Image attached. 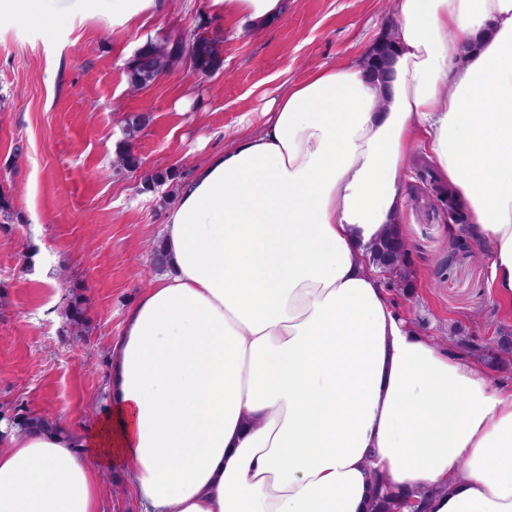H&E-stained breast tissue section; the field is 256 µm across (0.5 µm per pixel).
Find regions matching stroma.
I'll return each mask as SVG.
<instances>
[{
	"label": "stroma",
	"instance_id": "stroma-1",
	"mask_svg": "<svg viewBox=\"0 0 512 512\" xmlns=\"http://www.w3.org/2000/svg\"><path fill=\"white\" fill-rule=\"evenodd\" d=\"M112 3L40 0L60 18L50 34L21 16L0 23V191L15 213L0 229V413L23 405L75 429L101 415L109 344L155 276L152 249L176 192L147 188L146 178L165 168L191 176L231 144L242 117L258 130L262 105L288 82L368 52L394 27L391 0H291L277 25L241 37L208 0H162L121 25ZM201 24L220 41V71L204 76L186 62L130 88L125 63L147 39ZM130 114L147 125L128 142ZM123 142L137 169L118 167ZM427 160L417 148L404 174L413 277L391 299L429 336L494 347L512 310L492 299L487 253L454 247L462 227L421 180ZM74 298L77 324L65 313ZM101 482L102 512H139L123 470L103 469Z\"/></svg>",
	"mask_w": 512,
	"mask_h": 512
}]
</instances>
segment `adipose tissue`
<instances>
[{"label":"adipose tissue","mask_w":512,"mask_h":512,"mask_svg":"<svg viewBox=\"0 0 512 512\" xmlns=\"http://www.w3.org/2000/svg\"><path fill=\"white\" fill-rule=\"evenodd\" d=\"M240 36L288 0H210ZM383 77L312 70L197 168L165 267L110 345L89 431L0 437V512H367L373 477L428 512H512V389L413 331L366 246L398 229L425 146L512 307V0H394ZM101 482L103 512H139L138 503L130 492V479L122 469H103Z\"/></svg>","instance_id":"adipose-tissue-1"}]
</instances>
